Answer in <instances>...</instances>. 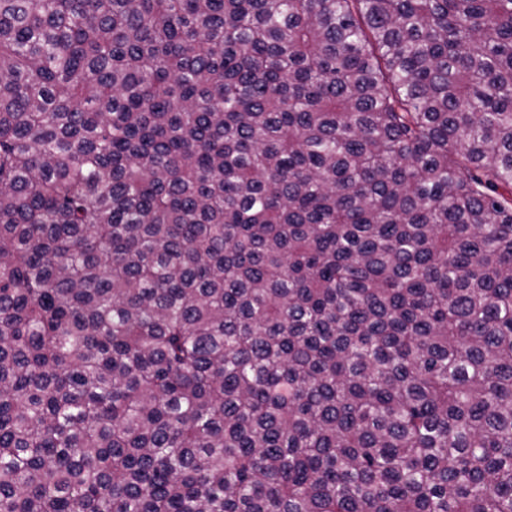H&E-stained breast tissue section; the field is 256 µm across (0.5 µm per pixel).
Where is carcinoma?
<instances>
[{
    "instance_id": "carcinoma-1",
    "label": "carcinoma",
    "mask_w": 512,
    "mask_h": 512,
    "mask_svg": "<svg viewBox=\"0 0 512 512\" xmlns=\"http://www.w3.org/2000/svg\"><path fill=\"white\" fill-rule=\"evenodd\" d=\"M0 512H512V0H0Z\"/></svg>"
}]
</instances>
